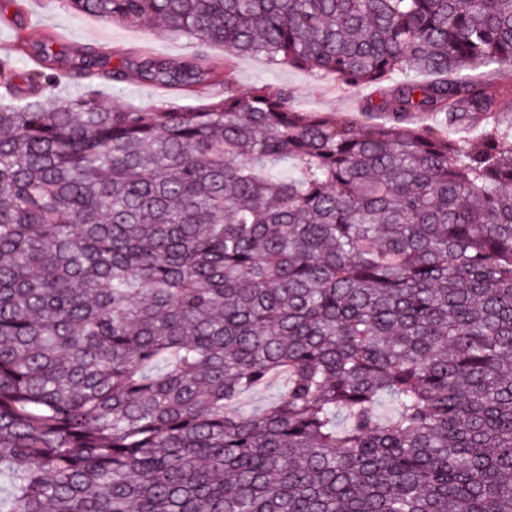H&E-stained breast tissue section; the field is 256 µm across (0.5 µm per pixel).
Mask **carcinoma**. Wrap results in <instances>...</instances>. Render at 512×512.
Returning <instances> with one entry per match:
<instances>
[{
  "label": "carcinoma",
  "mask_w": 512,
  "mask_h": 512,
  "mask_svg": "<svg viewBox=\"0 0 512 512\" xmlns=\"http://www.w3.org/2000/svg\"><path fill=\"white\" fill-rule=\"evenodd\" d=\"M68 3L224 65L0 56V512H512V0ZM134 76L224 94L96 98ZM237 88L246 95L256 84L286 85L296 104L308 111L328 112L340 120L360 124L383 122V113L365 116L358 112L360 94L332 78L318 79L308 72L286 66H272L261 56H243L231 63ZM97 98L106 106L151 107L160 104L181 108L199 107L213 99L216 93L222 94L221 88L211 87L196 92L175 94L167 89L146 83L135 78L123 83L112 81L99 82L95 88Z\"/></svg>",
  "instance_id": "obj_1"
}]
</instances>
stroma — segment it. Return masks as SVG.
<instances>
[{"mask_svg": "<svg viewBox=\"0 0 512 512\" xmlns=\"http://www.w3.org/2000/svg\"><path fill=\"white\" fill-rule=\"evenodd\" d=\"M26 41L32 49L51 43L61 68H68L71 59L86 49L107 54L110 64H118V52L149 50L156 55L191 59L204 54L223 61L224 48L218 44L199 46L185 38L158 36L144 27L112 24L91 15L75 13L66 0H0V55L11 51L18 41ZM240 94H247L256 84L285 85L292 91L296 104L306 110L327 112L341 120L360 124L384 121L376 113L363 115L359 110L360 94L336 80L318 79L308 72L286 66L270 65L260 56H243L231 64ZM98 99L107 106L151 107L160 104L181 108L198 107L213 99L215 88L175 94L167 89L132 79L123 83L99 82L95 87Z\"/></svg>", "mask_w": 512, "mask_h": 512, "instance_id": "obj_1", "label": "stroma"}]
</instances>
